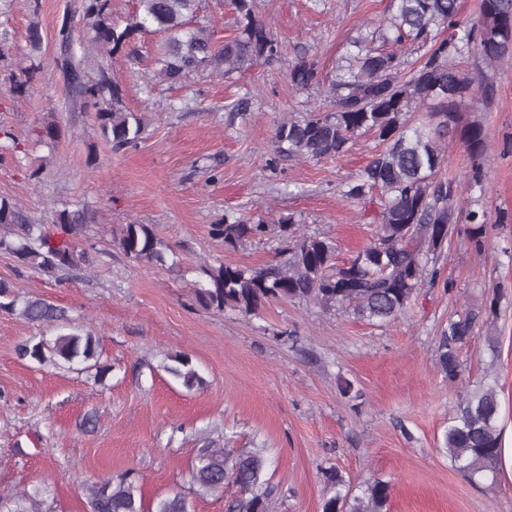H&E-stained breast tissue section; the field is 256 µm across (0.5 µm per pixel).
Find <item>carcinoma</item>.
Instances as JSON below:
<instances>
[{"label": "carcinoma", "mask_w": 512, "mask_h": 512, "mask_svg": "<svg viewBox=\"0 0 512 512\" xmlns=\"http://www.w3.org/2000/svg\"><path fill=\"white\" fill-rule=\"evenodd\" d=\"M138 12L124 28L112 23V0H81L86 29L85 54L95 53L96 76L78 83L84 102L96 109L104 138L117 149L135 148L143 139V119L123 106V90L112 72V59L140 31L153 29L161 36L155 59L156 76L177 83L192 73L228 74L254 63L281 61V50L270 26L257 19L251 0H233L238 13L237 33L222 43L213 40L206 26H189L196 0H137ZM402 47L408 42L428 46L420 65L405 72L401 51L385 52L370 43L375 37ZM62 68L75 76L81 61L72 53V31L63 26ZM346 64L336 70L327 94L333 110L310 112L277 124L273 154L267 165L283 160L319 161L342 156L355 137L373 133L384 150L363 169L358 180L346 185L342 195L361 200L377 188L382 201L373 240L344 264L335 263L336 247L326 238L307 235L288 218L269 225L235 212L224 223L211 226V234L224 247L261 240L275 234L283 243L281 259L263 266L220 263L202 265L204 280L194 289L198 304L206 309L256 316L273 300L313 302L342 309L359 319L388 324L406 312L417 291L437 280L436 258L459 222L463 189L453 179L441 178L445 138L458 135L472 158L469 179L481 182L480 160L486 152L479 124H462V99L473 93V82L457 68L454 59L473 52L493 61L512 52V0H480L477 19L460 18L458 0H393V13L383 31H373L352 42ZM295 87L307 90L323 84L317 63L302 58L288 71ZM429 106L427 120L412 124L407 114ZM469 239L484 250L488 223L479 212L467 215ZM0 251L17 262L57 280L70 271L89 267L95 255L80 246L88 224L85 213L58 212L53 224L26 220L13 204L0 200ZM125 257L151 265L167 263L169 245L151 224H124L116 237ZM17 299L0 281V309L14 312ZM496 302L468 307L448 321L436 351V366L453 381L464 371L460 355L475 339L480 319L493 314ZM20 315L36 324H66V311L54 303L34 298L25 301ZM99 340L90 333L60 334L53 340L27 339L17 346L21 359L42 364H71L97 357ZM165 370L191 390L204 384L186 354L169 357ZM499 399L492 385L482 386L462 398L444 433L443 447L469 481L496 478L501 461ZM266 461L260 451L220 454L193 473L202 490L224 488L229 478L240 492L228 512H271L273 490L263 479ZM389 482L375 479L364 496H350L342 473L332 469L325 478L322 512H386ZM0 512H39L22 494ZM87 512H188L185 496L171 491L147 511L139 477L127 470L96 482L88 489Z\"/></svg>", "instance_id": "carcinoma-1"}]
</instances>
